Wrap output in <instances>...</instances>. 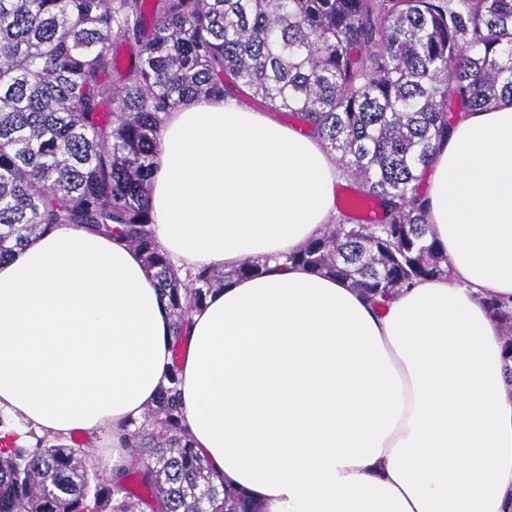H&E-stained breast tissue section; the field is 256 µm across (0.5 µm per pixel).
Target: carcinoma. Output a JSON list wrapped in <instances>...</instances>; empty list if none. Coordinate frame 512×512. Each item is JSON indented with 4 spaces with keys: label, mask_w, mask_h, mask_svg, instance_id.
<instances>
[{
    "label": "carcinoma",
    "mask_w": 512,
    "mask_h": 512,
    "mask_svg": "<svg viewBox=\"0 0 512 512\" xmlns=\"http://www.w3.org/2000/svg\"><path fill=\"white\" fill-rule=\"evenodd\" d=\"M139 45L122 65L112 38ZM242 92L292 116L352 183L346 210L288 262L387 302L448 276L419 183L448 110L512 100V0H0V261L58 224L135 247L171 315L156 406L123 439L136 470L107 484L67 444L0 448V512H258L183 426L179 367L190 314L226 275L181 280L152 230L148 189L167 112ZM381 210L371 224L357 200ZM245 259L233 276H257ZM483 304L512 359V297Z\"/></svg>",
    "instance_id": "obj_1"
}]
</instances>
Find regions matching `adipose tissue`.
Here are the masks:
<instances>
[{"label": "adipose tissue", "instance_id": "obj_1", "mask_svg": "<svg viewBox=\"0 0 512 512\" xmlns=\"http://www.w3.org/2000/svg\"><path fill=\"white\" fill-rule=\"evenodd\" d=\"M451 274L374 305L285 256L336 213L316 136L236 97L167 113L149 189L181 276L234 278L193 311L185 426L261 512H512V374L483 306L512 296V101L461 113L431 166ZM171 317L139 252L62 224L0 261V410L53 436L112 432L153 406Z\"/></svg>", "mask_w": 512, "mask_h": 512}]
</instances>
